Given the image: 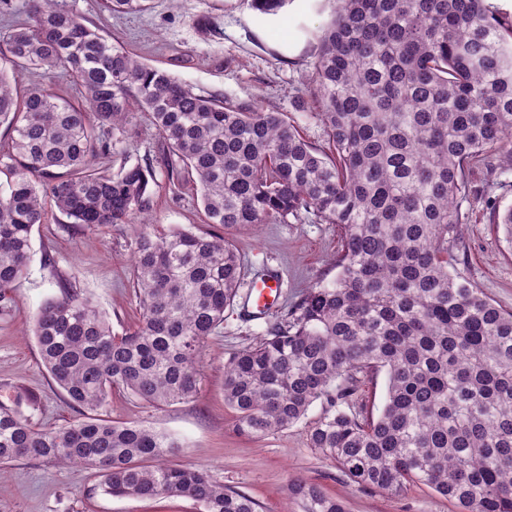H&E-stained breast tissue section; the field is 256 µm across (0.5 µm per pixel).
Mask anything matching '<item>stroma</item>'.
<instances>
[{
  "label": "stroma",
  "instance_id": "35a3bbf8",
  "mask_svg": "<svg viewBox=\"0 0 512 512\" xmlns=\"http://www.w3.org/2000/svg\"><path fill=\"white\" fill-rule=\"evenodd\" d=\"M113 44L137 54L206 95L292 114L301 135L320 145L325 132L293 100L311 84L316 36L333 19L336 0H289L278 14L257 11L251 0H154L150 11L114 16L100 0H69ZM150 163L149 231L204 229L199 196L191 182L170 186L161 164V147L152 130L138 124L117 154L101 155L97 165ZM136 224H115L89 231L69 224L58 210L32 233L29 273L12 290L14 306L0 313V401L10 402L18 389L39 398L25 413L35 428L79 419L43 365L28 329L33 314L59 297V283L80 272L82 293L105 313L114 333L133 324L139 301L132 283ZM246 268L239 291L247 293L256 276L277 271L283 303H290L317 281L336 276L332 259L341 248L333 224H262L233 235ZM455 270L496 305L512 310V246L503 228L482 218L474 207L463 227ZM267 320L248 316L241 305L224 313V327L201 351L202 381L189 401L158 408L128 395H113L108 416L166 431L183 446L174 464L207 469L225 488L253 497L259 512H289L288 485L303 478L341 499L348 512H456L448 499L425 487L399 496L357 487L334 462L309 448L306 431L322 413L314 403L296 425L249 439L235 430L224 404V362L263 336ZM91 470L21 460L8 464L0 477V512H199L191 500L149 501L102 494Z\"/></svg>",
  "mask_w": 512,
  "mask_h": 512
}]
</instances>
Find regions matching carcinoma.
<instances>
[{
	"label": "carcinoma",
	"mask_w": 512,
	"mask_h": 512,
	"mask_svg": "<svg viewBox=\"0 0 512 512\" xmlns=\"http://www.w3.org/2000/svg\"><path fill=\"white\" fill-rule=\"evenodd\" d=\"M152 2L102 0L114 15ZM312 77L295 111L315 115L324 146L282 112L195 92L112 44L67 0H28L26 20L0 30V310L28 272L46 204L88 230L150 223L152 168L93 165L142 118L161 140L168 181L196 184L206 223L242 231L313 219L341 231L336 277L224 362L236 430L282 431L319 401L308 447L358 486L400 495L423 485L458 512H512V312L454 270L473 174L492 181L512 164V17L492 0H341ZM488 221L512 244V205L490 207ZM245 275L220 235L141 232L140 319L119 336L71 273L32 333L53 382L87 416L37 429L21 411L34 397L18 391L0 403V464L83 466L113 497L257 512L206 470L170 464L174 436L104 414L114 393L158 407L193 398L201 349ZM382 372L374 416L357 394ZM288 491L294 512H347L306 479Z\"/></svg>",
	"instance_id": "carcinoma-1"
}]
</instances>
